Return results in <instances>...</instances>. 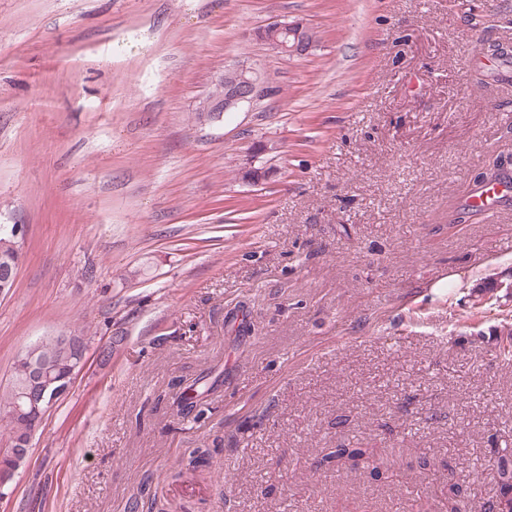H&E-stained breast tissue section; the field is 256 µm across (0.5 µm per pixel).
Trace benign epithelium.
<instances>
[{
	"instance_id": "obj_1",
	"label": "benign epithelium",
	"mask_w": 512,
	"mask_h": 512,
	"mask_svg": "<svg viewBox=\"0 0 512 512\" xmlns=\"http://www.w3.org/2000/svg\"><path fill=\"white\" fill-rule=\"evenodd\" d=\"M258 40L273 50L289 56L306 54L314 44V37L301 23H288L272 20L255 31ZM218 92L211 93L204 101L205 111L219 118L226 112H234L249 105L261 95L260 82L252 68L241 64L224 70L216 80ZM21 254L0 264V294H8L15 285ZM86 347L79 349L75 366L64 376L55 374L54 364L47 358L32 355L23 360L27 389L18 397L12 412L41 420L52 408L55 401L62 398L70 389L76 371L85 366Z\"/></svg>"
}]
</instances>
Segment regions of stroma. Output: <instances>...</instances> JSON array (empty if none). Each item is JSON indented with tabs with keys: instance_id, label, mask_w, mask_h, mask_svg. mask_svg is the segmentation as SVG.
<instances>
[{
	"instance_id": "stroma-1",
	"label": "stroma",
	"mask_w": 512,
	"mask_h": 512,
	"mask_svg": "<svg viewBox=\"0 0 512 512\" xmlns=\"http://www.w3.org/2000/svg\"><path fill=\"white\" fill-rule=\"evenodd\" d=\"M274 19L314 47L252 38ZM512 0H0V394L82 330L0 512H443L512 442ZM264 96L217 119L224 69ZM266 172L243 177L247 158ZM501 287L485 291L487 282ZM221 375L200 419L175 401ZM372 449V477L330 449ZM258 40L278 53L289 56L306 54L314 44V37L302 23L272 20L255 31ZM507 183H501L494 187H484L472 195L468 196L464 202L465 208L469 210H480L486 215H493L495 211L506 203L510 197L507 195L512 192L510 180ZM10 234L14 240L19 237L21 233V228L18 225H12L9 227L8 225H1L0 230V258L1 257H11L14 256L15 241L11 236L5 234L3 231ZM2 231V232H1ZM19 242L16 241V257L10 260H5L4 263L0 264V294L6 295L8 294L15 285L18 275V268L21 259V252L19 248Z\"/></svg>"
}]
</instances>
